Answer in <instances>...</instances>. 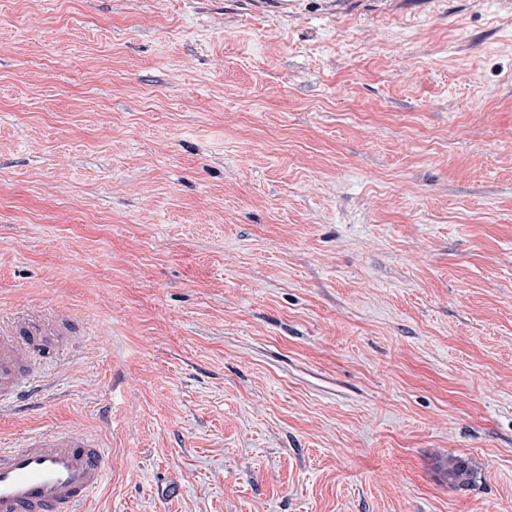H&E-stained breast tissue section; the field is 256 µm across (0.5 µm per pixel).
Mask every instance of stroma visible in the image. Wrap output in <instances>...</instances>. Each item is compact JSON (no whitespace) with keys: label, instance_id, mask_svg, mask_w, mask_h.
Instances as JSON below:
<instances>
[{"label":"stroma","instance_id":"obj_1","mask_svg":"<svg viewBox=\"0 0 512 512\" xmlns=\"http://www.w3.org/2000/svg\"><path fill=\"white\" fill-rule=\"evenodd\" d=\"M21 316L92 512H512V0H0ZM443 474L444 478L448 480V485L453 487L466 486L474 476V468L468 458L451 456L444 464Z\"/></svg>","mask_w":512,"mask_h":512}]
</instances>
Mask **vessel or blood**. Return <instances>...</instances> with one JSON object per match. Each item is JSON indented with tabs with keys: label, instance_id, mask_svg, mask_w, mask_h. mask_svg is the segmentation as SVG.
<instances>
[{
	"label": "vessel or blood",
	"instance_id": "obj_1",
	"mask_svg": "<svg viewBox=\"0 0 512 512\" xmlns=\"http://www.w3.org/2000/svg\"><path fill=\"white\" fill-rule=\"evenodd\" d=\"M38 336L20 327L0 338V414L22 393L17 375ZM107 477L105 451L93 439L62 430L34 434L21 447L0 448V512H88Z\"/></svg>",
	"mask_w": 512,
	"mask_h": 512
}]
</instances>
